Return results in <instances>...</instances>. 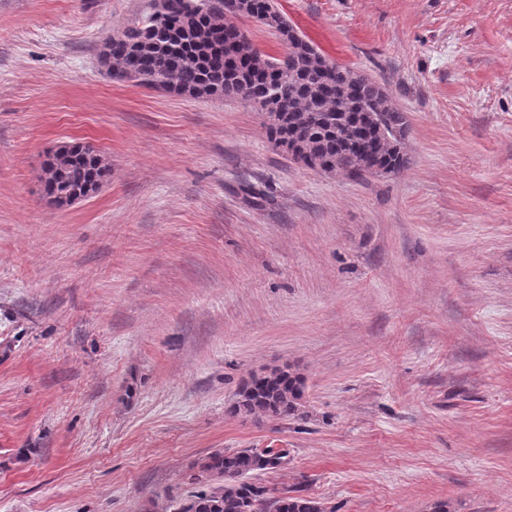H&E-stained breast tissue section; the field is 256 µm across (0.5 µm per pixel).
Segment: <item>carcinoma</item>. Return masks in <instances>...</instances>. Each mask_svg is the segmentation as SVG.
Here are the masks:
<instances>
[{
	"mask_svg": "<svg viewBox=\"0 0 512 512\" xmlns=\"http://www.w3.org/2000/svg\"><path fill=\"white\" fill-rule=\"evenodd\" d=\"M162 2V10L104 43L101 58L112 78L195 98L269 102L277 109L267 127L270 141L288 134L290 159L312 170L389 177L407 167L406 114L372 78L320 53L276 0H236L234 20L212 0ZM241 17L275 33L282 55L257 48L239 25ZM109 176L100 152L83 143L56 151L42 168L51 200ZM303 392L299 373L275 368L253 376L230 412L302 419ZM287 455L285 448H243L210 456L194 477L197 490L179 512H334L314 498L247 481V475Z\"/></svg>",
	"mask_w": 512,
	"mask_h": 512,
	"instance_id": "1",
	"label": "carcinoma"
}]
</instances>
